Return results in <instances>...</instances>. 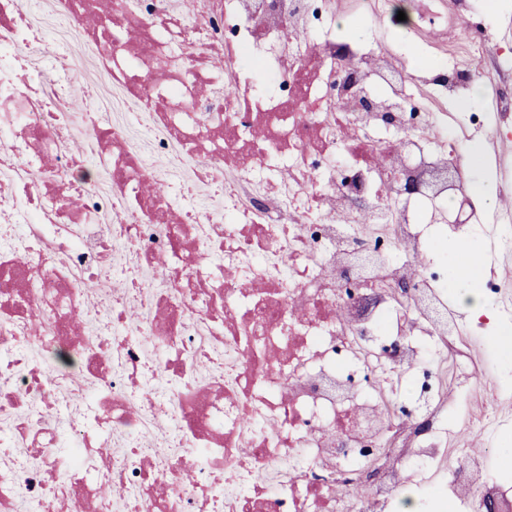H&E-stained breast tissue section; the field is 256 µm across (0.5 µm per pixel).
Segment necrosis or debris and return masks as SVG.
Masks as SVG:
<instances>
[{"instance_id":"4bbe7bcc","label":"necrosis or debris","mask_w":512,"mask_h":512,"mask_svg":"<svg viewBox=\"0 0 512 512\" xmlns=\"http://www.w3.org/2000/svg\"><path fill=\"white\" fill-rule=\"evenodd\" d=\"M429 2L407 18L432 36L426 70L482 58L488 39L470 9ZM60 4L75 28L94 22L105 74L161 130L152 156L178 141L198 181L223 186L224 221L176 182L150 190L151 166L95 111L84 126L112 194L59 207L64 178L88 161L61 148L70 79L59 75L44 111L16 66L17 0H0V167L19 172L0 186V512H113L106 487L124 512H388L406 485L390 458L361 480L366 457L440 451L403 408L340 379L349 365L408 370L421 330L442 360L465 355L433 315L448 307V272L424 258L432 203L404 195L397 175L410 156L428 174L457 162L447 98L480 70L408 98L397 56L336 34L358 16L394 18L392 0ZM38 168L40 182L25 178ZM112 207L116 222L99 223ZM361 253L373 259L353 284L346 268ZM118 265L154 279L117 287L107 272ZM147 298L156 316L135 321ZM100 307L108 322L86 334L80 317ZM474 396L469 426L497 446L512 396ZM173 434L180 453L152 464ZM489 495L512 506V490L466 457L449 500Z\"/></svg>"}]
</instances>
